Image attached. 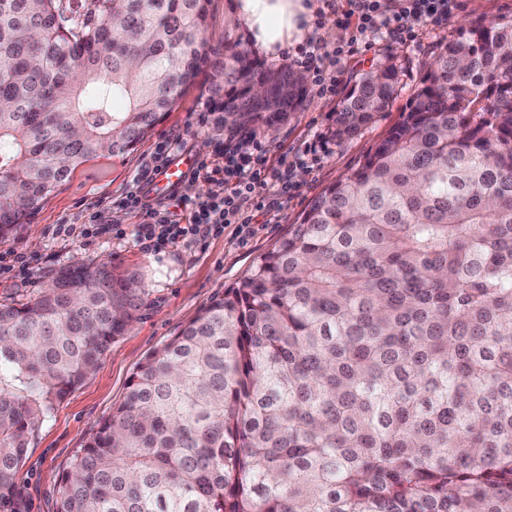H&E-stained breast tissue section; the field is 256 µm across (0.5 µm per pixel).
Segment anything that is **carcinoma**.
<instances>
[{
	"label": "carcinoma",
	"instance_id": "obj_1",
	"mask_svg": "<svg viewBox=\"0 0 512 512\" xmlns=\"http://www.w3.org/2000/svg\"><path fill=\"white\" fill-rule=\"evenodd\" d=\"M0 0V236L150 136L213 49L211 0ZM399 65L351 79L344 141ZM306 77L224 43L217 134L288 120ZM140 299L98 260L0 303V512L53 404ZM57 512H512V19L448 39L401 119L248 275L152 351Z\"/></svg>",
	"mask_w": 512,
	"mask_h": 512
}]
</instances>
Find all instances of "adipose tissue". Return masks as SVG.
<instances>
[{
	"mask_svg": "<svg viewBox=\"0 0 512 512\" xmlns=\"http://www.w3.org/2000/svg\"><path fill=\"white\" fill-rule=\"evenodd\" d=\"M312 15L309 0H236L231 20L266 57L274 59L300 41Z\"/></svg>",
	"mask_w": 512,
	"mask_h": 512,
	"instance_id": "ef3b65f1",
	"label": "adipose tissue"
}]
</instances>
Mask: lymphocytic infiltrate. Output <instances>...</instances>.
Masks as SVG:
<instances>
[{
	"label": "lymphocytic infiltrate",
	"instance_id": "f902f5d3",
	"mask_svg": "<svg viewBox=\"0 0 512 512\" xmlns=\"http://www.w3.org/2000/svg\"><path fill=\"white\" fill-rule=\"evenodd\" d=\"M458 0H338L333 13L338 24L354 31L353 44L379 33L402 41L411 40L415 28L422 23L444 24L452 16ZM336 68L326 71L323 54L317 43H309L298 62L317 87L320 95L332 96L348 80V51L335 52ZM267 149L256 136L240 137L232 149L225 151L223 166L207 160L195 163L196 173L213 180L215 189L205 198L189 203L187 223L173 220L170 212L150 202L142 189L129 192L123 199L125 207L143 218L133 234L146 246L180 243L186 246L222 234L225 227L235 225L240 238L253 234V225L260 216L278 210L293 198L298 186L293 180L296 168L313 167L316 159L312 146L297 150L292 158H280L269 164Z\"/></svg>",
	"mask_w": 512,
	"mask_h": 512
}]
</instances>
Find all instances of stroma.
<instances>
[{
	"instance_id": "stroma-1",
	"label": "stroma",
	"mask_w": 512,
	"mask_h": 512,
	"mask_svg": "<svg viewBox=\"0 0 512 512\" xmlns=\"http://www.w3.org/2000/svg\"><path fill=\"white\" fill-rule=\"evenodd\" d=\"M235 0H211L205 36L211 46L223 48L225 40L252 50L253 44L228 17ZM460 6L446 25L417 27L414 41L381 38L372 47L358 48L349 66L364 71L384 59L400 64L398 94L390 111L382 113L355 137L339 142L335 127L337 98L309 91L306 102L288 121L274 129H257L267 148L269 163L294 153L305 143L323 145L316 168H299L294 179L298 195L272 215L256 236L242 242L234 226L206 243L184 247L169 245L146 250L132 238L112 235L113 225L133 227L138 216L122 207L138 175L152 168L157 144L169 142L174 159L214 155L224 146L214 140L205 102L214 64H205L172 112L166 113L154 133L119 156H101L79 166L55 187L25 223L0 237V253L29 257L32 270L12 280H0V301L24 303L48 287L56 273L91 260H109L136 274L141 300L124 334L113 341L95 372L65 398L56 402L33 430L25 459L14 475L19 512H56L60 478L73 455L94 429L106 420L124 398L130 377L146 356L175 336L225 288L242 279L255 258L288 230L293 218L326 187L336 183L375 146L399 120L425 74V64L449 37L475 23L512 19V0H459ZM99 213L98 236L92 243L76 236L54 235L55 225L84 224Z\"/></svg>"
}]
</instances>
